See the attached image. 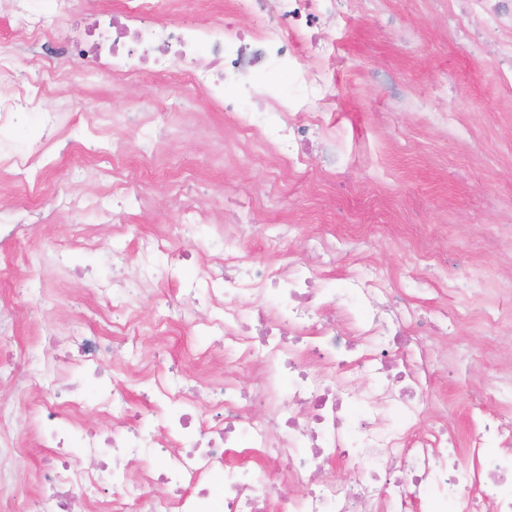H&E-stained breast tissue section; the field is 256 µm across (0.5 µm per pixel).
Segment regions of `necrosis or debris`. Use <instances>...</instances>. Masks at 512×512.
Wrapping results in <instances>:
<instances>
[{
  "instance_id": "1",
  "label": "necrosis or debris",
  "mask_w": 512,
  "mask_h": 512,
  "mask_svg": "<svg viewBox=\"0 0 512 512\" xmlns=\"http://www.w3.org/2000/svg\"><path fill=\"white\" fill-rule=\"evenodd\" d=\"M27 2L0 0L29 38L46 39L49 60L37 79L24 78L14 44L0 40V86L12 89L0 95V168L20 177L43 160L50 131L61 128L57 112L40 109L65 76L53 61L76 55L116 84L150 74L202 90L237 135L224 144L233 160L248 157L257 137L289 177H303L316 158L323 175L347 177L342 135L327 116L340 105L337 68L358 69L341 52L348 26L380 0H228L215 17L181 22L170 19L181 0H124L86 25L72 21L76 0H53L50 16ZM448 14L465 34H510L497 47L495 78L512 96V0H452ZM36 111L42 121L27 127L26 152L12 153L11 133ZM253 225L248 213L229 219L223 262L178 282L182 296L210 306L193 325L223 337L225 362L259 368L251 390L225 381L203 418L195 396L143 365L129 375L146 386L162 426L130 420L105 365L138 333L133 300L154 279L151 257L171 251L169 236L141 238L137 278L116 267L111 280L92 283L94 295L126 298L76 323L66 372L30 370L35 430L55 456L42 465L38 497H15L6 512H77L82 501L86 512H512V422L497 411L512 400V373L481 392L469 450L447 429H421L439 361L418 334L435 323L388 295L376 271L336 284L316 264L357 250L372 225L343 235L276 226L270 251L298 235L311 254L286 266L236 255ZM90 406L111 427L85 428ZM468 452L484 455L483 464L470 467ZM336 461L343 481L318 478Z\"/></svg>"
}]
</instances>
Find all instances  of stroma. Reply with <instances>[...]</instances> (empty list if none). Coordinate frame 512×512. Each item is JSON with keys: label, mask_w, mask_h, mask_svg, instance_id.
<instances>
[{"label": "stroma", "mask_w": 512, "mask_h": 512, "mask_svg": "<svg viewBox=\"0 0 512 512\" xmlns=\"http://www.w3.org/2000/svg\"><path fill=\"white\" fill-rule=\"evenodd\" d=\"M348 50L362 58L358 74H338L344 91L339 119L348 148H364L362 162L346 180L328 179L310 189L289 190L286 173L269 165L230 164L224 140L230 132L224 115L209 107L203 94L190 87L144 76L122 88L110 79L95 84L61 81L44 104L70 105L76 113H98L102 132L94 136L83 123L70 125L53 141L48 156L32 167L27 187L0 174V219H25L34 231L24 249L28 261L12 275L0 276V331L6 349L32 363L63 369L46 331L69 335L72 325L93 304L87 281L76 269L106 270L107 250L136 255L139 238L170 232L175 224L200 227L198 267L213 265L220 250L212 233L224 224V202L244 193L262 197L270 182L284 186L280 202L265 215L266 224H304L310 231L340 232L354 224L351 189L370 183L386 202L384 224L363 250L342 254L335 273L371 265L390 287L405 296H420L428 307L453 305L460 313L448 334L429 337L440 356H450L447 372L431 384L432 402L423 427L440 423L468 442L475 411V390L503 369L512 367V335L484 336L474 322L477 304L469 297L438 288L418 294L408 277V235L430 239L448 264L449 275L480 266L489 278L512 279V225L501 223L485 196L512 206V180L498 170L512 163V112L504 111L493 74L495 61L471 50L462 34L448 27V15L435 0H382L379 12L357 19ZM433 99L435 108L461 112L468 121L464 139L448 136L439 125L411 112H398L400 93ZM149 109L158 125L128 127L125 115ZM121 165L135 182L120 203L112 201V167ZM78 201L81 210L62 208L57 193ZM129 228L119 235L117 226ZM40 279L38 311L26 310L14 283L26 276ZM175 282L165 279L156 297L136 305L141 332L119 349L114 362L154 360L161 331L173 337L168 363L177 365L182 381L198 389L231 376L238 385L256 382L255 367H224V346L214 337L192 334L177 320L161 327L168 304L181 302ZM209 352L204 366L183 361V341ZM23 372L0 378V434L19 436V461L0 463V494L36 493L39 467L51 456L34 435V420L22 390Z\"/></svg>", "instance_id": "obj_1"}]
</instances>
